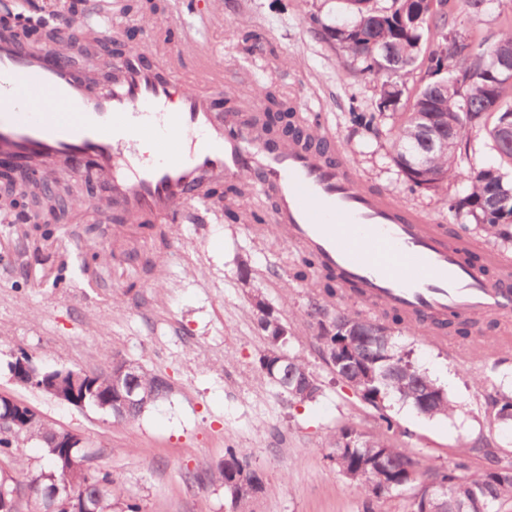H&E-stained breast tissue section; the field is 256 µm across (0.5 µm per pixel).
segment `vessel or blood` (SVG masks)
Segmentation results:
<instances>
[{"label": "vessel or blood", "instance_id": "1", "mask_svg": "<svg viewBox=\"0 0 512 512\" xmlns=\"http://www.w3.org/2000/svg\"><path fill=\"white\" fill-rule=\"evenodd\" d=\"M183 48L155 67L137 52L113 59L108 87L92 89L45 50L0 38V154L36 164L88 159L106 179L116 223L173 224L189 208L209 209L208 188L240 174L272 192L273 225L284 243L316 255L371 303L414 319L512 312V260L487 252L503 276L488 279L462 256L471 240L451 241L438 226L365 188L334 134L327 153L268 140L236 115L216 109L223 77L177 79ZM157 157L132 165L145 136Z\"/></svg>", "mask_w": 512, "mask_h": 512}]
</instances>
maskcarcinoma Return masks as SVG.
Wrapping results in <instances>:
<instances>
[{"mask_svg":"<svg viewBox=\"0 0 512 512\" xmlns=\"http://www.w3.org/2000/svg\"><path fill=\"white\" fill-rule=\"evenodd\" d=\"M350 17L345 23L324 27L326 37L354 68L381 79L379 107L396 104L409 93V109L392 142L393 161L411 189L437 191L458 174L459 159L468 154L472 136L482 134L493 144L498 163L474 168L468 175L465 194L448 203L457 218L475 223L487 236L512 241V145L504 142L505 128L512 126V83L481 75L482 60L455 48L439 53L448 31L456 30L461 40L473 35L458 19L460 12L474 17L485 12L483 0H343ZM422 60L425 68L414 67ZM265 112L250 121L278 138L305 137L323 147V142L304 131L288 99L271 86L258 89ZM447 141L444 150L434 149L430 133ZM246 183L228 187L239 198L237 208L227 212L234 223L246 224L269 235L265 219L247 205ZM293 278L306 283L312 295L310 318L316 319L314 340L329 349L345 342L352 354L336 368L340 380L351 383L367 378L360 399L377 414L381 432L362 436L346 427L329 440V458L336 469L359 491L363 512H376L381 500L408 487L416 488L410 512H494L498 503L512 501V467H494L461 474L455 468L428 467L409 448L394 444V436L405 435L388 413L386 400L395 398L412 405L429 417H450L455 405L439 386L397 346L395 335H418L417 325L395 309H381L371 318L351 309L339 310L344 299L336 275L322 270L314 256L302 259ZM327 319L326 331L318 318ZM475 322L450 319L433 322L431 329L447 336H474V343L489 344ZM495 419L512 424V393L495 399ZM10 424H0V512H43L53 491L70 487L86 493L93 512H142L137 500L120 499L113 489L112 473L96 464L94 448H51L41 440L45 463L26 467L17 457V442L9 438ZM188 481L201 487L219 486L233 508L238 509L256 496L270 491L264 473L236 449H225L224 459Z\"/></svg>","mask_w":512,"mask_h":512,"instance_id":"carcinoma-1","label":"carcinoma"}]
</instances>
